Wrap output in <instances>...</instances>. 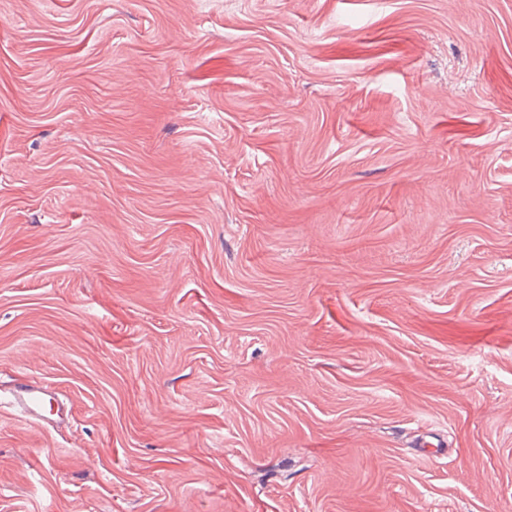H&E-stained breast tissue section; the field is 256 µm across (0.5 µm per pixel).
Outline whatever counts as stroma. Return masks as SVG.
<instances>
[{
	"label": "stroma",
	"instance_id": "stroma-1",
	"mask_svg": "<svg viewBox=\"0 0 512 512\" xmlns=\"http://www.w3.org/2000/svg\"><path fill=\"white\" fill-rule=\"evenodd\" d=\"M0 512H512V0H0ZM47 393L48 390L45 387L30 384L28 388L18 391L15 395V401L30 418H36L37 409L41 406L44 395Z\"/></svg>",
	"mask_w": 512,
	"mask_h": 512
}]
</instances>
